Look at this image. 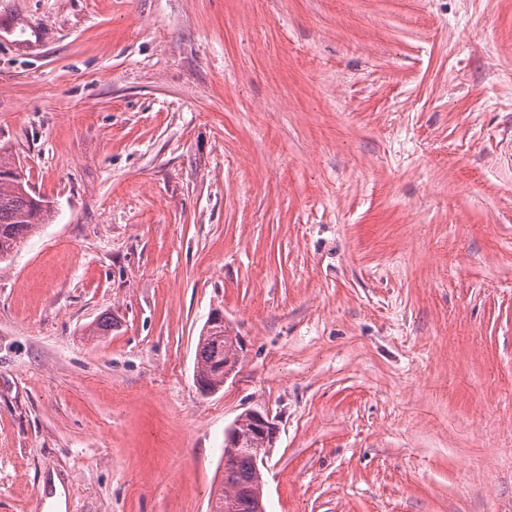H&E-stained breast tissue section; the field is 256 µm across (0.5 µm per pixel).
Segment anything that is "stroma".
I'll use <instances>...</instances> for the list:
<instances>
[{"instance_id": "35a3bbf8", "label": "stroma", "mask_w": 512, "mask_h": 512, "mask_svg": "<svg viewBox=\"0 0 512 512\" xmlns=\"http://www.w3.org/2000/svg\"><path fill=\"white\" fill-rule=\"evenodd\" d=\"M0 147V512H512V0H0ZM49 203L31 189L20 165L0 149V263L10 261L27 238L51 220ZM237 335L224 321L201 332L196 351L195 379L203 391L219 390L224 386L233 373L230 371L224 375L226 366L238 368L244 350L239 346ZM250 415L255 419L257 424V433L255 431V422L249 415L241 414L237 417V431L243 435L249 445L245 448H252L254 450V461L258 467H265L266 458L269 456L268 448L270 440L266 438L262 432L267 433V429L271 428L274 432L273 438H276V426L272 425L270 416L266 413L263 414L257 410H248ZM235 431V426H229L225 431V451H224V465L230 459L233 453V448L246 446L244 438ZM221 479L211 500V512H258L259 500L262 502L264 480L261 469L253 463V452L241 451L232 457L231 464L224 468ZM224 507L226 511H224Z\"/></svg>"}]
</instances>
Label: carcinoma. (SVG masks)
I'll return each mask as SVG.
<instances>
[{
	"label": "carcinoma",
	"instance_id": "obj_1",
	"mask_svg": "<svg viewBox=\"0 0 512 512\" xmlns=\"http://www.w3.org/2000/svg\"><path fill=\"white\" fill-rule=\"evenodd\" d=\"M52 208L29 185L22 168L6 153L0 152V263L12 259L39 226L49 223ZM244 350L237 334L220 323L203 329L197 344L195 379L204 391L219 390L224 386V368L238 366ZM237 431L249 447L266 448L270 440L255 431L252 417L241 414L236 419ZM262 471L253 463V453L241 451L232 457L224 469L212 498L213 512H257L263 498Z\"/></svg>",
	"mask_w": 512,
	"mask_h": 512
}]
</instances>
